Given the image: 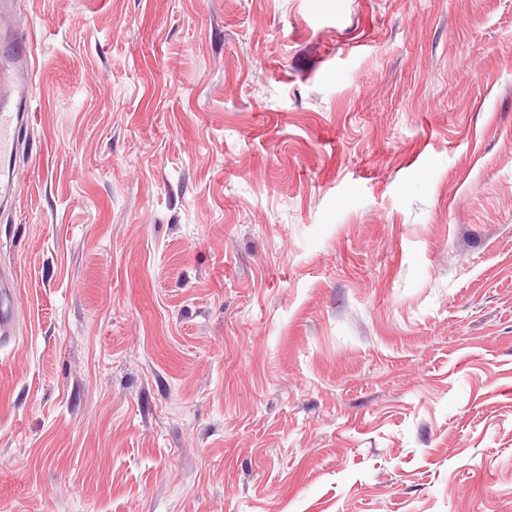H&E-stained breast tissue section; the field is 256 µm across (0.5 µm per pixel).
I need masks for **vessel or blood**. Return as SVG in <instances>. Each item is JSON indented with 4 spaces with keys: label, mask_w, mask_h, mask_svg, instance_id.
<instances>
[{
    "label": "vessel or blood",
    "mask_w": 512,
    "mask_h": 512,
    "mask_svg": "<svg viewBox=\"0 0 512 512\" xmlns=\"http://www.w3.org/2000/svg\"><path fill=\"white\" fill-rule=\"evenodd\" d=\"M0 206L17 203L15 157L20 134L32 123L34 57L30 34L17 32L11 21V0H0ZM17 281L0 279V339L10 335L14 318Z\"/></svg>",
    "instance_id": "obj_1"
}]
</instances>
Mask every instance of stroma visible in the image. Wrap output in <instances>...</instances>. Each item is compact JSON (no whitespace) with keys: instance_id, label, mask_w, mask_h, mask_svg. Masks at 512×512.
Masks as SVG:
<instances>
[{"instance_id":"stroma-1","label":"stroma","mask_w":512,"mask_h":512,"mask_svg":"<svg viewBox=\"0 0 512 512\" xmlns=\"http://www.w3.org/2000/svg\"><path fill=\"white\" fill-rule=\"evenodd\" d=\"M13 4L0 512H512V0ZM11 0L0 1V41L8 53L0 58V206L17 203L15 157L20 134L32 123L34 57L32 37L18 33L11 21ZM17 279L13 276L0 280V339L10 336L14 318V296L17 293Z\"/></svg>"}]
</instances>
